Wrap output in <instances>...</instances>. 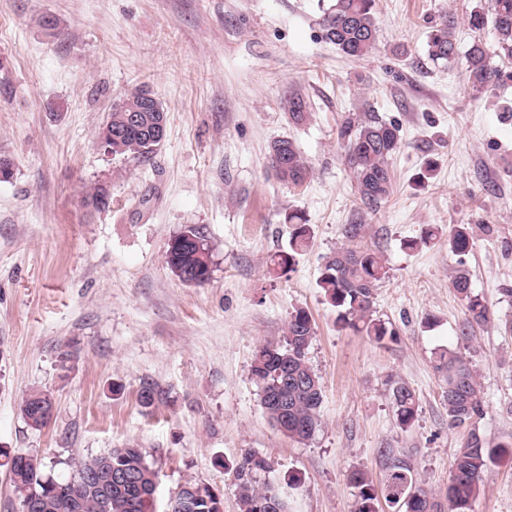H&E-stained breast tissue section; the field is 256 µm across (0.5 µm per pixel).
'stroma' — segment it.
I'll return each instance as SVG.
<instances>
[{"mask_svg": "<svg viewBox=\"0 0 512 512\" xmlns=\"http://www.w3.org/2000/svg\"><path fill=\"white\" fill-rule=\"evenodd\" d=\"M333 0H0V449L38 457L70 478L72 460L125 446L158 472L156 512L192 480L219 489L239 512L232 465L243 450L273 462L262 479L288 512H353L350 470L381 484L394 449L418 481L444 497L465 432L448 426L437 349L462 352L480 376L491 443L512 439L511 77L473 90L466 64H434L429 36L442 15L488 0H374L375 50L346 57L325 40ZM49 14L56 36L37 25ZM148 90L166 116L151 158L104 151L114 102ZM309 104L294 123L290 93ZM397 122L393 192L377 211L358 197L339 137L345 117ZM292 140L308 161L302 186L280 182L271 143ZM434 171L414 178L425 161ZM104 185L110 205L83 200ZM302 212L308 248L290 272L285 218ZM366 225L387 274L377 317L395 332L377 342L339 328L318 286L344 227ZM471 225L465 258L474 293L494 313L464 343V306L450 286L454 225ZM196 228L211 252L210 280L180 281L168 241ZM434 229L414 250L404 241ZM310 312L308 358L323 387L322 423L289 438L263 413L251 377L258 347L281 340L295 309ZM434 317L426 325V317ZM412 387L418 415L396 421L391 382ZM159 389L144 409V384ZM49 393L55 413L30 427L20 406ZM471 512H512V458L491 464Z\"/></svg>", "mask_w": 512, "mask_h": 512, "instance_id": "stroma-1", "label": "stroma"}]
</instances>
